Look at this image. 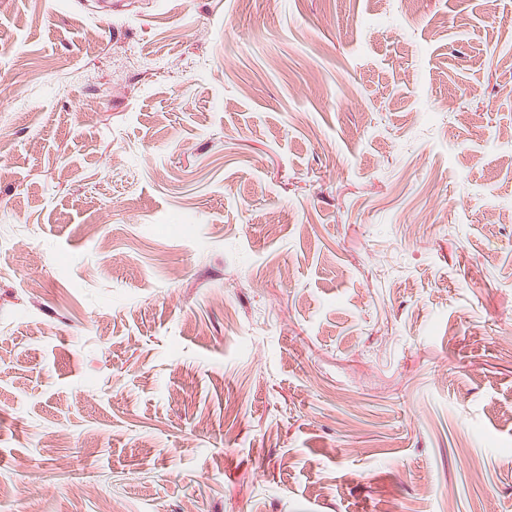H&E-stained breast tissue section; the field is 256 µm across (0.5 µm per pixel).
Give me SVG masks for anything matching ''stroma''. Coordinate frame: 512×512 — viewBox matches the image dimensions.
<instances>
[{"label": "stroma", "mask_w": 512, "mask_h": 512, "mask_svg": "<svg viewBox=\"0 0 512 512\" xmlns=\"http://www.w3.org/2000/svg\"><path fill=\"white\" fill-rule=\"evenodd\" d=\"M0 512H512V0H0Z\"/></svg>", "instance_id": "35a3bbf8"}]
</instances>
